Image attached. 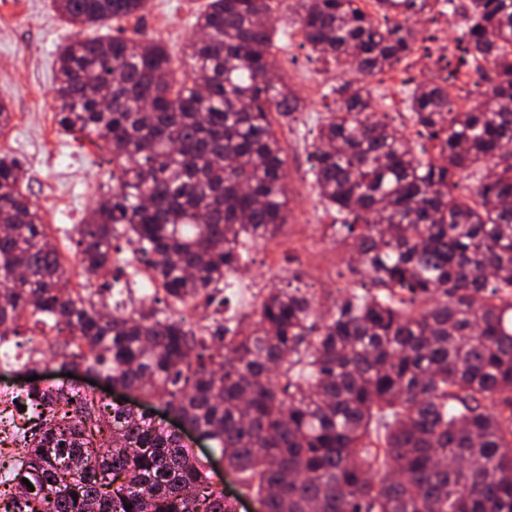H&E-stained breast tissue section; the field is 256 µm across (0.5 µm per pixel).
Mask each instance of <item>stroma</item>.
<instances>
[{
	"instance_id": "1",
	"label": "stroma",
	"mask_w": 512,
	"mask_h": 512,
	"mask_svg": "<svg viewBox=\"0 0 512 512\" xmlns=\"http://www.w3.org/2000/svg\"><path fill=\"white\" fill-rule=\"evenodd\" d=\"M207 2L150 0L139 28L181 57L196 32L195 18ZM70 33L51 0H0V99L13 112L8 133L0 136V152L23 159L28 193L65 257L72 282L78 284L83 277L72 251L74 227L82 222L99 183L106 180L108 166L87 140L62 133L54 116L55 60ZM302 42L300 32L291 28L275 49L289 87L304 94L301 111L274 121L288 158V222L275 238L251 247L240 284L224 293L228 317L251 312L265 289L285 286L292 278L323 310L355 289L345 253L333 239H326L320 250L311 248V227L336 221L335 211L320 201L312 184L309 153L319 125L335 108L326 92L338 81L339 72L332 61L312 54ZM311 82L316 91L305 93Z\"/></svg>"
}]
</instances>
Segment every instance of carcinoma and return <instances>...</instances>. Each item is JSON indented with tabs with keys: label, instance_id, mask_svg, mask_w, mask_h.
<instances>
[{
	"label": "carcinoma",
	"instance_id": "cac0c4a2",
	"mask_svg": "<svg viewBox=\"0 0 512 512\" xmlns=\"http://www.w3.org/2000/svg\"><path fill=\"white\" fill-rule=\"evenodd\" d=\"M148 2L53 0L73 28L57 123L110 176L71 239L77 288L23 160L0 155V349L24 321L50 325L64 363L160 401L265 512H512V0H467L459 64L485 75L480 98L411 91L420 155L366 79L409 57L426 0H375L378 18L363 0H209L180 59L121 30L82 37ZM294 26L341 71L310 173L363 293L322 312L270 288L201 325L184 310L224 304L250 246L286 223L273 115L302 99L273 49ZM119 235L163 293L150 306L108 301ZM25 400L20 443L0 440V512H231L179 433L72 385L33 381Z\"/></svg>",
	"mask_w": 512,
	"mask_h": 512
}]
</instances>
